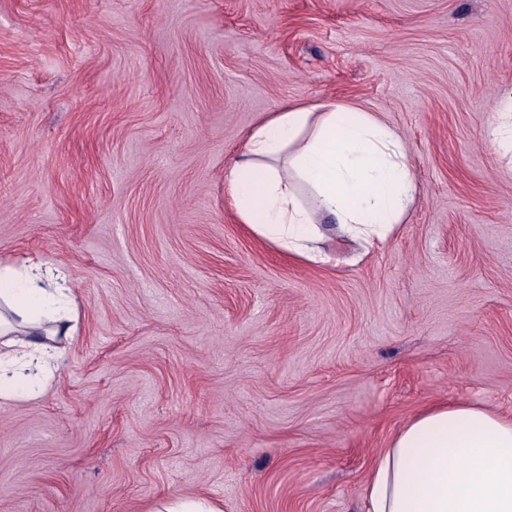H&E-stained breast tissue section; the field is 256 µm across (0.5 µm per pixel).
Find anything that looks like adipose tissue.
Listing matches in <instances>:
<instances>
[{
  "label": "adipose tissue",
  "mask_w": 512,
  "mask_h": 512,
  "mask_svg": "<svg viewBox=\"0 0 512 512\" xmlns=\"http://www.w3.org/2000/svg\"><path fill=\"white\" fill-rule=\"evenodd\" d=\"M239 223L314 262L331 219L361 246L383 244L416 191L400 136L368 112L290 105L258 124L229 168ZM72 282L60 268L0 267V398L47 385L55 354L31 335H69ZM366 512H512V418L457 401L416 415L375 457Z\"/></svg>",
  "instance_id": "1"
}]
</instances>
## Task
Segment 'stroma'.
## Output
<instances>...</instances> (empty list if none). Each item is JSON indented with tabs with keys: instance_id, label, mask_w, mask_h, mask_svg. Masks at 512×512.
Segmentation results:
<instances>
[{
	"instance_id": "stroma-1",
	"label": "stroma",
	"mask_w": 512,
	"mask_h": 512,
	"mask_svg": "<svg viewBox=\"0 0 512 512\" xmlns=\"http://www.w3.org/2000/svg\"><path fill=\"white\" fill-rule=\"evenodd\" d=\"M512 0H0V265L63 268L74 336L0 399V512H362L376 452L465 400L512 417ZM369 112L417 191L328 264L224 174L291 104ZM499 114L502 122L492 131L491 135L494 143L500 147L512 149V98L501 104Z\"/></svg>"
}]
</instances>
